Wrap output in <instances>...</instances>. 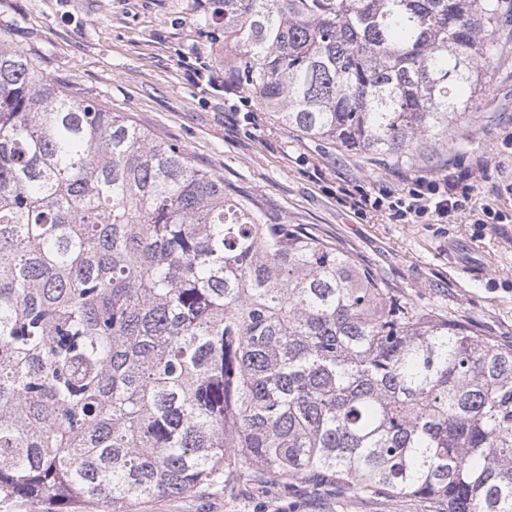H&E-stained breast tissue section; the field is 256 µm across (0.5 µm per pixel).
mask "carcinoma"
I'll use <instances>...</instances> for the list:
<instances>
[{
	"label": "carcinoma",
	"instance_id": "obj_1",
	"mask_svg": "<svg viewBox=\"0 0 512 512\" xmlns=\"http://www.w3.org/2000/svg\"><path fill=\"white\" fill-rule=\"evenodd\" d=\"M224 79L396 160L473 108L502 0H217ZM267 475L512 512V344L39 76L0 35V497L40 512Z\"/></svg>",
	"mask_w": 512,
	"mask_h": 512
}]
</instances>
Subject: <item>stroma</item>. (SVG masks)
Masks as SVG:
<instances>
[{
    "label": "stroma",
    "mask_w": 512,
    "mask_h": 512,
    "mask_svg": "<svg viewBox=\"0 0 512 512\" xmlns=\"http://www.w3.org/2000/svg\"><path fill=\"white\" fill-rule=\"evenodd\" d=\"M215 0H0V28L33 55L44 77L77 88L158 138L196 166L251 195L275 222L300 224L353 255L414 304L461 319L481 335L512 343V13L493 34L496 60L485 91L448 144L397 163L302 137L224 85L223 24ZM212 80L195 77L196 60ZM474 183L483 202L506 212L482 226L403 223L385 210L358 214L338 187L400 193L441 176ZM132 512H418L388 501L300 493L247 479L234 494L210 486L136 504Z\"/></svg>",
    "instance_id": "obj_1"
}]
</instances>
